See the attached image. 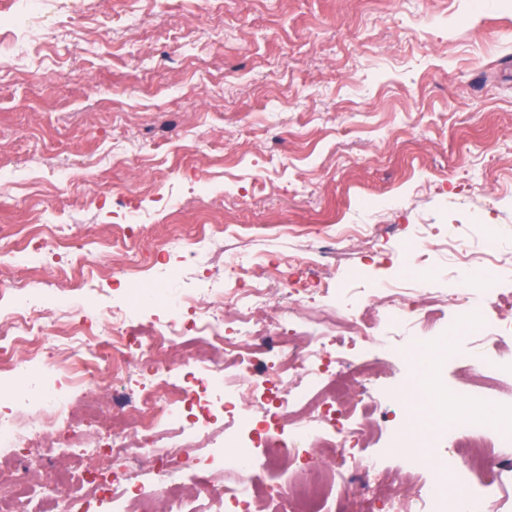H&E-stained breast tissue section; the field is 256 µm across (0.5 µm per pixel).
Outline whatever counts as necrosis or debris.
Here are the masks:
<instances>
[{
  "mask_svg": "<svg viewBox=\"0 0 512 512\" xmlns=\"http://www.w3.org/2000/svg\"><path fill=\"white\" fill-rule=\"evenodd\" d=\"M0 60L23 61L31 45L51 33L42 10L23 16L0 14ZM220 224L164 239L193 266L216 271L211 287L181 288V271L144 320L143 303L113 304L108 325L92 333L96 305L75 299L88 272L114 273L130 287L145 280L141 264L117 240L83 243L82 255L64 276L67 295L46 297L40 276L44 247L72 246L49 224L31 225L15 253L26 261L0 302V381L25 383L42 365H56L65 381L32 388L17 419L13 392L0 388V462L12 465L11 491L0 496V512H194L184 492L185 473L209 493L221 512H334L337 500L367 507L372 480L391 458L403 470L421 469L419 450L429 433L400 434L388 446L366 453L370 438L384 432L387 415L383 372L377 362L348 361L347 347L386 345L383 324L408 322L424 336L462 332L479 337L494 358L462 363L470 387L458 396H497L496 364H512V321L490 318L479 307L512 311V288L497 279L482 288L444 292L425 280L396 286L376 284L357 310L342 312L334 299L335 271L347 258L336 249L322 260L303 245L298 261L310 278H292V263L257 260L242 249L220 256ZM458 307L457 325L446 314ZM234 385H227V374ZM458 462L451 472L412 495L388 487L382 512H499L512 465L493 457L492 447L512 445V432L495 427L444 429ZM56 448L59 455L89 460L84 469L32 464L28 448ZM232 475L231 492L218 479Z\"/></svg>",
  "mask_w": 512,
  "mask_h": 512,
  "instance_id": "obj_1",
  "label": "necrosis or debris"
}]
</instances>
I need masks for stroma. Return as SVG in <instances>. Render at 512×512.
Returning <instances> with one entry per match:
<instances>
[{
  "mask_svg": "<svg viewBox=\"0 0 512 512\" xmlns=\"http://www.w3.org/2000/svg\"><path fill=\"white\" fill-rule=\"evenodd\" d=\"M38 79L0 69V159L50 185L0 192V289L33 212L105 238L126 222L113 189L164 175L181 209L142 204L133 254L174 225L223 224L225 244L296 255L373 224L452 239L420 270L441 289L494 268L512 282V0H94L58 4ZM142 19L130 35L126 17ZM199 139L198 153L186 146ZM142 153L149 165L125 163ZM210 178L212 196L190 193ZM338 270L354 287L399 279L386 242ZM431 379L458 382L478 349L447 336Z\"/></svg>",
  "mask_w": 512,
  "mask_h": 512,
  "instance_id": "obj_1",
  "label": "stroma"
}]
</instances>
